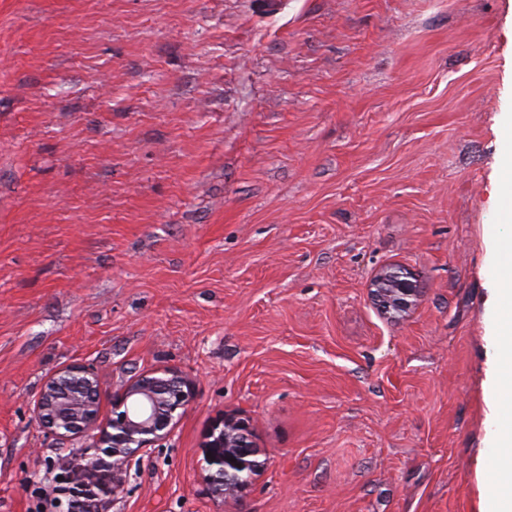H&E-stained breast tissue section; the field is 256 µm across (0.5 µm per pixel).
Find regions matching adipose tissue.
<instances>
[{"label":"adipose tissue","mask_w":512,"mask_h":512,"mask_svg":"<svg viewBox=\"0 0 512 512\" xmlns=\"http://www.w3.org/2000/svg\"><path fill=\"white\" fill-rule=\"evenodd\" d=\"M491 261L499 270L492 304L495 331L500 339L505 336L512 339V243L493 241ZM509 365H512V342L508 345L500 342L489 358L484 383L488 406L496 420L490 445L497 453L480 475L483 490L497 492L496 501L490 505L491 512H512V422L507 419L512 412V375L505 371Z\"/></svg>","instance_id":"adipose-tissue-1"}]
</instances>
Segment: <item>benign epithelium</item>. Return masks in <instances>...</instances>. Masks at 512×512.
<instances>
[{"label": "benign epithelium", "instance_id": "1", "mask_svg": "<svg viewBox=\"0 0 512 512\" xmlns=\"http://www.w3.org/2000/svg\"><path fill=\"white\" fill-rule=\"evenodd\" d=\"M372 287L385 311L397 314L411 306L418 292L409 272H382ZM188 402V383L181 375L147 373L112 395L111 415L103 421L92 366L70 365L50 374L34 408L39 427L61 439L91 440L76 453L58 455L49 466L53 484L67 497L65 503L55 501L57 512H110L127 483L130 460L166 436ZM203 448L204 479L211 492L224 498H240L263 467L249 424L234 416L211 427Z\"/></svg>", "mask_w": 512, "mask_h": 512}]
</instances>
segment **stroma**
Masks as SVG:
<instances>
[{
    "instance_id": "stroma-1",
    "label": "stroma",
    "mask_w": 512,
    "mask_h": 512,
    "mask_svg": "<svg viewBox=\"0 0 512 512\" xmlns=\"http://www.w3.org/2000/svg\"><path fill=\"white\" fill-rule=\"evenodd\" d=\"M512 0H0V512L47 376L191 399L111 512H479ZM414 274L386 313L371 283ZM266 465L208 491L213 423Z\"/></svg>"
}]
</instances>
